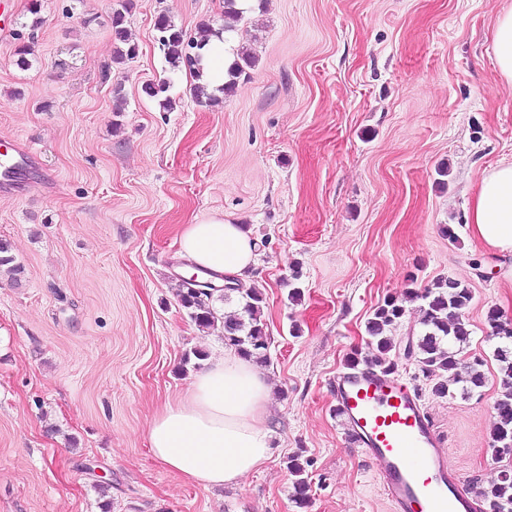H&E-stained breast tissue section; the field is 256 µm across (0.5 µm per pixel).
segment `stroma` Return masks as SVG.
<instances>
[{
  "mask_svg": "<svg viewBox=\"0 0 512 512\" xmlns=\"http://www.w3.org/2000/svg\"><path fill=\"white\" fill-rule=\"evenodd\" d=\"M511 1L247 0L224 61L256 63L206 105L155 22L217 29L224 0H131L138 53L121 65L117 0H41L33 31L30 0H13L0 153L18 139L39 162L0 187V241L21 267L0 273V512H393L348 448L332 384L366 351L379 302L442 277L472 292L462 356L486 358V384L469 399L433 394L405 351L421 333L412 302L393 332L398 373L462 482L496 477L499 341L486 312L512 319V288L466 215L481 171L512 159V84L491 59ZM162 80L169 109L145 92ZM217 216L257 241L274 452L242 482L203 489L153 458L147 427L197 374L185 355L225 351L222 327L199 328L176 297L183 226ZM297 452L310 461L304 508L287 471Z\"/></svg>",
  "mask_w": 512,
  "mask_h": 512,
  "instance_id": "1",
  "label": "stroma"
}]
</instances>
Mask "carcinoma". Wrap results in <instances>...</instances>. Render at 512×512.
<instances>
[{"mask_svg":"<svg viewBox=\"0 0 512 512\" xmlns=\"http://www.w3.org/2000/svg\"><path fill=\"white\" fill-rule=\"evenodd\" d=\"M128 2L124 0L120 8L113 10L111 23L115 41L119 43L115 51L116 63L121 64L134 58L138 46L130 39L125 26ZM156 30L160 33L159 43L166 59L173 65L183 63L189 67L194 76L200 75L202 55L200 50L209 42L213 29L207 25L199 28L197 33L189 36L178 28L171 19L162 14L156 21ZM254 58L245 54L228 69L231 80L224 83L223 92H233L237 79L251 67ZM9 247L0 242V269L9 275H18L21 267L14 264L8 255ZM241 312L234 315L217 316L215 303L230 300L229 289L211 288L198 292L186 285L178 293V305L184 309L194 323L204 329L222 323L224 344L233 348L238 354L253 361L265 363L268 360L269 336L261 320L263 293L256 287L237 288ZM412 300L419 301L420 324L423 333L416 344L415 356L422 371L435 376L448 375L437 382L432 392L445 396L450 387H460L462 394L471 396L481 391L485 385L483 367L486 360L473 356L466 362L459 359V351L452 348L455 343H463L470 335L464 310L472 300L471 291L458 281L449 278L438 279L430 288L420 292H407ZM403 300L388 297L372 312L365 326L369 337L368 354L354 357L349 363L363 361L385 371L397 369L396 361L390 353L394 349L392 331L405 316ZM487 322L493 336L502 340L503 346L495 350L494 356L501 362V391L495 402V415L491 429L492 448L512 447V321L503 318L495 308L487 311ZM288 473L292 477V498L295 504L306 507L309 485L305 477V461L302 455L288 457ZM476 497L485 512H512V472L499 473L491 481L475 477L471 481Z\"/></svg>","mask_w":512,"mask_h":512,"instance_id":"obj_1","label":"carcinoma"}]
</instances>
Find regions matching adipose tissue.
<instances>
[{
  "label": "adipose tissue",
  "instance_id": "1",
  "mask_svg": "<svg viewBox=\"0 0 512 512\" xmlns=\"http://www.w3.org/2000/svg\"><path fill=\"white\" fill-rule=\"evenodd\" d=\"M467 222L485 250L512 255V160L482 171ZM179 242L191 271L250 281L255 255L245 226L213 217L185 225ZM270 406L264 375L251 361L227 352L153 417L149 448L157 462L198 487L239 482L272 456Z\"/></svg>",
  "mask_w": 512,
  "mask_h": 512
}]
</instances>
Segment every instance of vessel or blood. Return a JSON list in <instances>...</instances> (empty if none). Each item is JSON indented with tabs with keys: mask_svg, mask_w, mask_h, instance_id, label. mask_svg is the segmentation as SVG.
Instances as JSON below:
<instances>
[{
	"mask_svg": "<svg viewBox=\"0 0 512 512\" xmlns=\"http://www.w3.org/2000/svg\"><path fill=\"white\" fill-rule=\"evenodd\" d=\"M36 158L33 148L15 146L13 157L0 158V181H13ZM336 404L395 512H467L470 493L420 398L398 374L345 369L336 377Z\"/></svg>",
	"mask_w": 512,
	"mask_h": 512,
	"instance_id": "1",
	"label": "vessel or blood"
}]
</instances>
